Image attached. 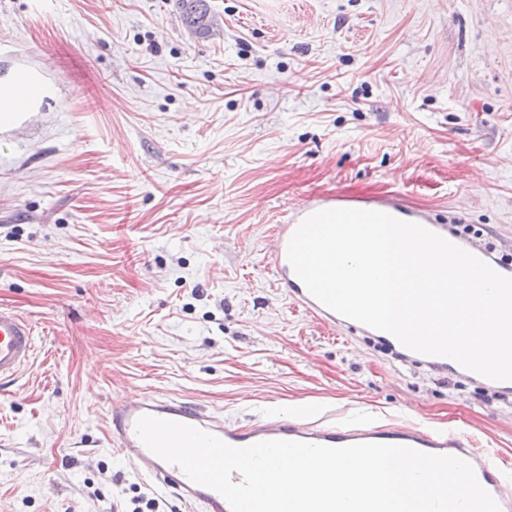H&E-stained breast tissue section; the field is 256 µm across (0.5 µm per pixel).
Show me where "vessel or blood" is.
<instances>
[{
  "label": "vessel or blood",
  "instance_id": "vessel-or-blood-1",
  "mask_svg": "<svg viewBox=\"0 0 512 512\" xmlns=\"http://www.w3.org/2000/svg\"><path fill=\"white\" fill-rule=\"evenodd\" d=\"M20 66L26 72L29 83L39 86L43 94L54 92L57 85L55 78L28 59H21ZM352 206V200L337 195L321 196L296 209L283 223L274 225L269 236L267 266L275 288L285 293L293 304L301 307L322 326L339 325L365 336L378 335L399 357L426 364L432 369L454 367L455 362L451 358L414 352L404 347L390 333L373 332L372 328L335 313L311 296L295 274L287 257V248L299 223L320 210L349 209ZM377 209L399 220L431 228L432 232L485 261L497 273L512 277V267L500 265L493 251L476 239L454 234L449 225L431 224L425 215L414 213L393 199L379 202ZM35 346L32 322L15 309L0 306V381L13 379L28 365L33 358ZM145 415L205 430L234 447H246L272 439L303 441L330 447L381 443L407 446L429 454L456 456L473 466L479 483L497 501L501 512H512V471L490 467L484 451L476 448L472 439L452 429L435 431L413 423L336 427L311 422L304 413L294 415L289 420L268 416L243 426L228 425L222 416L204 412L170 395L144 396L110 406L108 442L112 450L128 461L136 474L161 490L174 492L186 506L200 507L202 512H231V509L218 492L192 482L180 468L165 462L144 445L136 433V423Z\"/></svg>",
  "mask_w": 512,
  "mask_h": 512
}]
</instances>
